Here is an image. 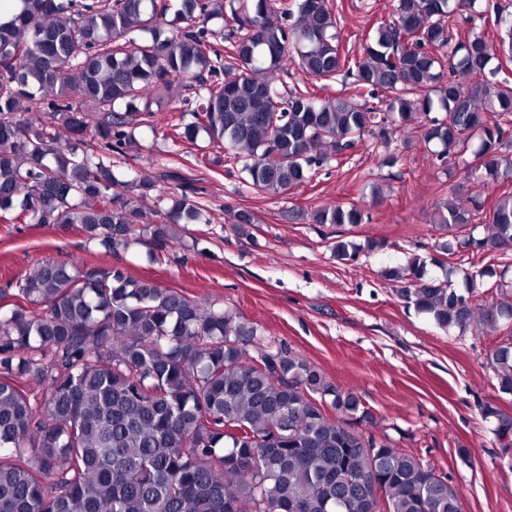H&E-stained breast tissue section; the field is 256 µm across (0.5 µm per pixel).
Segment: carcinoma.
I'll return each mask as SVG.
<instances>
[{
	"label": "carcinoma",
	"mask_w": 512,
	"mask_h": 512,
	"mask_svg": "<svg viewBox=\"0 0 512 512\" xmlns=\"http://www.w3.org/2000/svg\"><path fill=\"white\" fill-rule=\"evenodd\" d=\"M20 2L0 23V223L78 224L114 253L142 234L162 249L176 226L209 223L184 191L157 196L162 220L142 224L138 201L154 184L112 170V152L136 144L133 114L169 103L173 82L189 77L199 105L194 121L173 125L177 137L194 144L205 133L268 195L311 180L386 123H420L443 162L472 149L491 194L438 208L433 223L448 239L432 262L444 278L418 256L388 276L442 329L512 321V295L472 304L477 280L505 273L466 271L460 289L450 261L512 249V80H486L502 70L490 67L496 53L512 60V16L498 17L496 44L483 32L457 39L453 19L476 15V0H394L391 21L351 60L329 0H177L168 28L155 0ZM227 13L239 36L218 67L208 23ZM290 64L325 81L355 72L363 102L282 95ZM41 104L46 124L26 116ZM94 141L101 152L89 151ZM314 219L354 227L364 211L337 204ZM475 222L488 223L486 236L458 238ZM359 250L333 246L341 261ZM487 360L498 392L512 396V340ZM483 413L512 442V417ZM368 418L356 393L216 301L54 259L0 289V512H461L444 477L356 428Z\"/></svg>",
	"instance_id": "1"
}]
</instances>
